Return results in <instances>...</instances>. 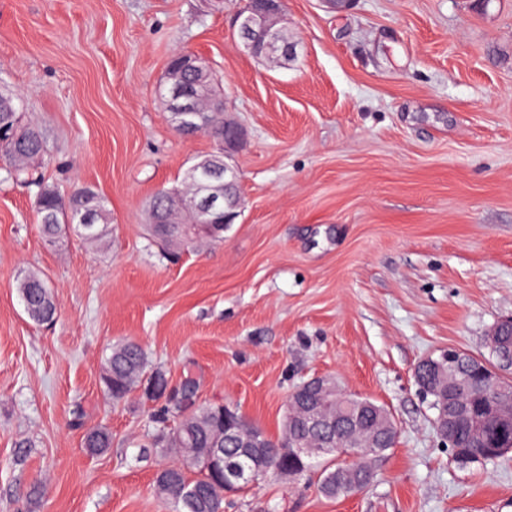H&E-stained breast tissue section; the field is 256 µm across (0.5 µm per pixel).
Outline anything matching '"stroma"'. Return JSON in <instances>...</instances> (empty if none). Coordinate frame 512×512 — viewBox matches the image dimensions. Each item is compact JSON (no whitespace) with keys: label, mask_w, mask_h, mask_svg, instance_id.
Masks as SVG:
<instances>
[{"label":"stroma","mask_w":512,"mask_h":512,"mask_svg":"<svg viewBox=\"0 0 512 512\" xmlns=\"http://www.w3.org/2000/svg\"><path fill=\"white\" fill-rule=\"evenodd\" d=\"M245 3L0 0V87L44 133L37 175L64 195L92 187L112 212L101 241L49 245L34 189L0 158V512H171L154 490L169 458L141 450L161 402L103 391L121 341L273 437L313 376L394 417L366 490L273 480L224 512H512V453L458 465L414 379L442 349L487 354L512 314V0H286L296 54L279 62L237 47ZM180 51L223 77L224 117L243 128L242 212L222 244L171 262L146 204L216 148L166 119ZM28 269L53 288L51 324L24 312ZM94 425L112 432L99 456L82 448Z\"/></svg>","instance_id":"1"}]
</instances>
